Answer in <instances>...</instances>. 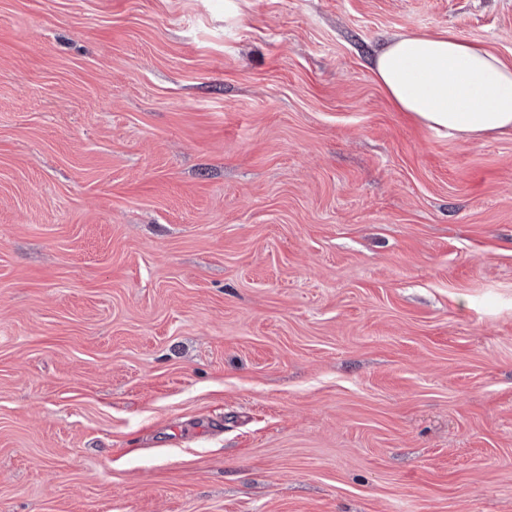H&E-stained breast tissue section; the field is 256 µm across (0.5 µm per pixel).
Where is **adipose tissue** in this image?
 Wrapping results in <instances>:
<instances>
[{
    "mask_svg": "<svg viewBox=\"0 0 512 512\" xmlns=\"http://www.w3.org/2000/svg\"><path fill=\"white\" fill-rule=\"evenodd\" d=\"M400 111L461 139L512 134V63L448 32L394 34L370 65Z\"/></svg>",
    "mask_w": 512,
    "mask_h": 512,
    "instance_id": "adipose-tissue-1",
    "label": "adipose tissue"
}]
</instances>
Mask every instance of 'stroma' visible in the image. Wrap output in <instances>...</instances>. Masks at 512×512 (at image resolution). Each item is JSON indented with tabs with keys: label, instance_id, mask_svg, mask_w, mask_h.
<instances>
[{
	"label": "stroma",
	"instance_id": "obj_1",
	"mask_svg": "<svg viewBox=\"0 0 512 512\" xmlns=\"http://www.w3.org/2000/svg\"><path fill=\"white\" fill-rule=\"evenodd\" d=\"M512 0H0V512H512V135L397 110Z\"/></svg>",
	"mask_w": 512,
	"mask_h": 512
}]
</instances>
